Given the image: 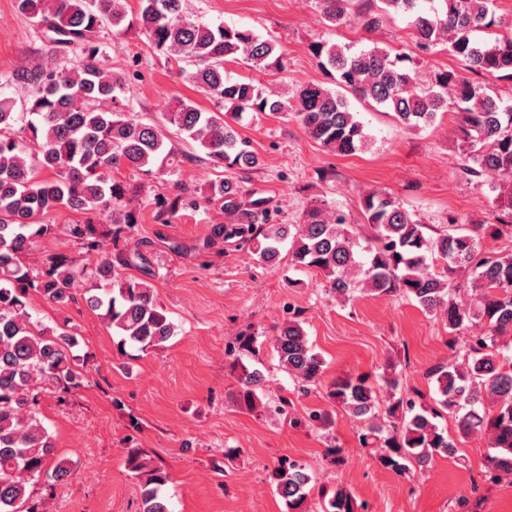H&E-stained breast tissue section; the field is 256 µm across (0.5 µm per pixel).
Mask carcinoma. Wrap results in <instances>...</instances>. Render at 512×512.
I'll list each match as a JSON object with an SVG mask.
<instances>
[{"label":"carcinoma","mask_w":512,"mask_h":512,"mask_svg":"<svg viewBox=\"0 0 512 512\" xmlns=\"http://www.w3.org/2000/svg\"><path fill=\"white\" fill-rule=\"evenodd\" d=\"M17 2L22 13L50 33L55 48L77 46L81 57L72 69L41 63L12 75L31 88L20 112L13 98L0 95V512H24L31 480L44 474L56 485L73 475L63 461L46 471L55 444L36 405L45 393L67 394L82 385L75 354L79 338L70 329L33 319L31 298L38 295L57 308L83 299L120 336L121 351L128 344L142 352L156 349L175 335L153 289L115 270L91 218L69 225L70 234L83 242L84 261L51 252L39 269L23 262L52 228L37 219L62 210L109 214L116 224L115 242L130 233L133 221L120 205L131 186L113 178L112 170L127 166L150 173L157 165L173 167L170 127L202 148L196 161L228 176L184 190L186 198L178 194L158 202L159 214H171L180 205H215L236 223L220 232L241 234L242 225H249L259 260L268 264L279 261V245L289 241L290 263L321 273L338 300L348 301L366 289L377 296L401 295L428 313H441L451 331L475 320L484 323V333L468 339L470 359L427 372L436 384L437 409L399 398L388 408L396 423L386 429L374 422L378 414L370 375L338 377L326 395L364 422L359 433L363 445L381 442L391 449L382 462L396 471L423 470L436 455H455L461 439L484 433L489 438L485 476L497 482L512 475V356L506 355L512 351V250L483 248L485 238L498 240L512 232V103L492 89L496 80H512V29L495 33L491 41L475 36L503 27L493 0H445L443 13L424 7L422 0H318L322 19L333 30L355 20L372 31L401 14L420 50L444 42L448 52L461 58L463 71H441L429 84L419 85L408 66L412 59L386 48L353 51L330 40L312 47L319 69L333 76L336 86L384 108L406 130H424L435 125L440 113L453 110L463 181L496 193V223L469 230L452 220L442 233L427 237L414 214L392 196L365 192L362 218L372 237L363 261L360 242L343 214L317 202L296 224H272L269 200L247 199L234 178L261 165L252 142L238 129L247 118L290 113L311 139L335 154L350 155L368 144L357 113L337 90L309 82L290 92L272 91L227 75L225 65L240 59L264 69L284 68L285 54L275 40L250 27L195 18L185 0H139L136 21L156 51L191 66L189 71L179 67V73L219 103V109L203 111L178 99L163 124H148L126 114V77L103 65L101 29L107 25L121 33L133 25L122 0ZM469 72L485 82L471 81ZM458 273L469 277L474 301L468 307L457 302L451 285L450 277ZM81 279L95 285L79 295ZM274 348L281 366L301 386L320 383L324 362L298 318L277 327ZM230 368L237 373L238 402L255 409L263 375L237 359ZM442 409L455 417L458 436L434 423ZM126 467L138 480L142 512H170L164 493L169 474L137 448L129 449ZM274 479L286 512H307L312 481L307 468L285 458ZM358 509L352 494L337 488L324 512Z\"/></svg>","instance_id":"obj_1"}]
</instances>
